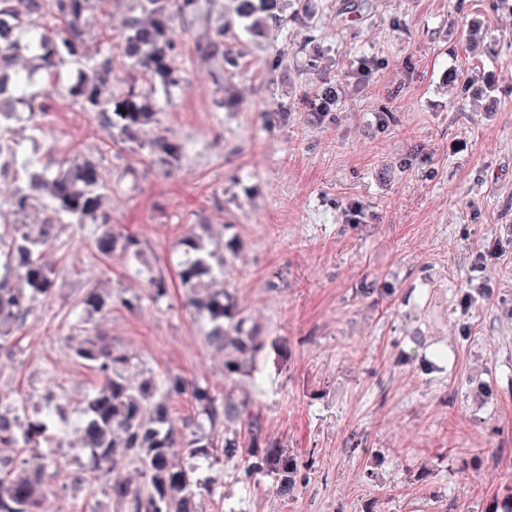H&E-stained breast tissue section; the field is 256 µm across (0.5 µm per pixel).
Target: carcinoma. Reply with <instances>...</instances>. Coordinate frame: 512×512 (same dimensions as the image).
<instances>
[{
    "mask_svg": "<svg viewBox=\"0 0 512 512\" xmlns=\"http://www.w3.org/2000/svg\"><path fill=\"white\" fill-rule=\"evenodd\" d=\"M106 0H0V126L20 119L19 108L28 110L33 128L38 119L47 116L45 98L48 92H28L31 75L22 76L17 61L27 56L32 71H43L51 79L58 68L71 64L78 67L80 79L74 95L81 108L118 128L120 135L135 139L147 133L157 121L161 106L153 98L128 89L123 100L115 101L112 55L88 58L83 52L84 36L94 11ZM280 0H238L237 12L251 20V27L263 28L267 19L278 9ZM140 14L126 19L124 46L125 65L148 83L172 87L177 82L174 44L170 39L169 23L177 16H187L199 9V0H138ZM225 26H220L205 43L197 45L198 59L203 63L224 62ZM336 86L323 82L316 90L318 112H327L335 99ZM120 111L112 112V107ZM153 153L161 159L176 160L182 147L162 138L152 139ZM30 171L24 186L17 189L11 200L14 213L23 214L33 203L44 202L49 212L45 224L35 234L21 224L9 246L6 269L21 286L11 287L0 278V326L27 315L34 303L51 296L55 285L52 271L43 260L54 225H98L100 235L97 250L109 256L116 247L112 234V217L103 208L110 186L102 178L98 158L86 156L50 172L36 161H28ZM183 283L192 287L212 288L224 279V267L219 271L205 257L188 261L179 272ZM212 329L209 340L226 349H242L253 343V336L243 330V320L229 325L230 304L224 289L213 291L202 303ZM95 362L103 376L100 388L88 396L81 425L82 447L89 449L91 469L99 476L112 471L118 462L129 459L137 463L147 483V490L115 485L112 491L130 503L131 512H193L190 479L186 471L171 463L173 448H191L199 440L182 437L176 440L169 427L170 396L185 392L177 377L160 381L162 394L145 408L139 399L141 387L125 380L120 366L123 356L95 342L81 351ZM192 400L213 422L221 417L236 419L247 410V404H220L207 386L195 385L190 390ZM49 430L45 422L21 427L18 417L0 413V445L14 446L38 443ZM266 463L281 475V491L293 489L298 474L297 461L278 448L267 451ZM59 470V462L49 452H41L23 460L15 473L0 475V512H39L44 479Z\"/></svg>",
    "mask_w": 512,
    "mask_h": 512,
    "instance_id": "cac0c4a2",
    "label": "carcinoma"
}]
</instances>
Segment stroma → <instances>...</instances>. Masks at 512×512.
Returning <instances> with one entry per match:
<instances>
[{"instance_id":"35a3bbf8","label":"stroma","mask_w":512,"mask_h":512,"mask_svg":"<svg viewBox=\"0 0 512 512\" xmlns=\"http://www.w3.org/2000/svg\"><path fill=\"white\" fill-rule=\"evenodd\" d=\"M313 19L276 33L238 24L236 66L204 64L198 43L234 0H201L175 19L179 85L129 75L162 110L154 133L181 145L151 156L76 105L61 69L40 131L5 134L23 160L56 168L103 155L112 230L128 250L102 258L91 224H59L44 254L55 288L0 350V398L28 424L52 416L61 465L41 512H129L79 445L81 409L99 382L86 338L127 363L131 383L172 375L250 402L253 419L210 424L187 397L175 426L201 440L177 449L196 512H499L512 501V0H311ZM137 0H108L112 38L93 27L87 56L122 67L123 23ZM371 72L362 76V61ZM336 82L331 112L310 93ZM359 202L362 223L345 221ZM224 275L232 319L261 348L224 354L179 277L195 244ZM168 293L148 297L149 276ZM111 294L97 312L80 300ZM250 448L226 459L225 433ZM284 448L304 468L288 496L262 465Z\"/></svg>"}]
</instances>
